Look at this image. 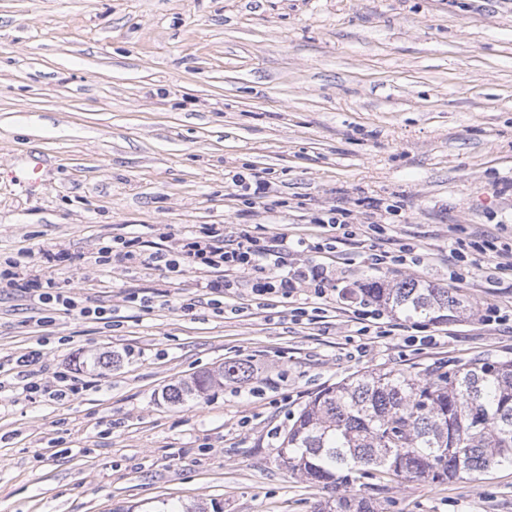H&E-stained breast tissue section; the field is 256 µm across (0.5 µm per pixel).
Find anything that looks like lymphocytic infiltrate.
I'll return each mask as SVG.
<instances>
[{"label": "lymphocytic infiltrate", "instance_id": "f902f5d3", "mask_svg": "<svg viewBox=\"0 0 512 512\" xmlns=\"http://www.w3.org/2000/svg\"><path fill=\"white\" fill-rule=\"evenodd\" d=\"M333 237L310 242L293 240L287 234L270 236L254 235L249 226H241L233 234H225L223 225L207 224L197 233L181 237L176 249L144 248L137 240H122L120 250L104 246L98 251L97 263H118L124 271L139 268L158 269L180 274L186 271L198 273L197 285L201 288L207 305L221 307L224 294L239 289L240 274H249L251 296L274 297L287 303L302 294L325 299L336 291V271L314 262V255L332 251ZM302 254L298 264H290L291 254ZM55 259L53 253L35 254L33 250L20 252L7 260L0 269V288H11L28 294L37 304L53 310L69 313L79 311L85 318L108 320L110 308L104 306H79L67 291L58 288L53 278L45 274L46 264ZM37 349L19 357L16 365L23 381L22 390L29 398L58 399L80 394L84 385L79 368L69 367L54 371L52 382L37 378L30 367L46 355L47 338L37 340Z\"/></svg>", "mask_w": 512, "mask_h": 512}]
</instances>
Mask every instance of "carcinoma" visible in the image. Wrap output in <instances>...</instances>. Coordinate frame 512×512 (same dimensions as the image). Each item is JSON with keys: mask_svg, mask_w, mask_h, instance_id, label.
Instances as JSON below:
<instances>
[{"mask_svg": "<svg viewBox=\"0 0 512 512\" xmlns=\"http://www.w3.org/2000/svg\"><path fill=\"white\" fill-rule=\"evenodd\" d=\"M361 293L407 318L448 322L470 308L457 289L405 278L374 281ZM248 360L227 361L221 381H248ZM215 387L204 372L166 389L179 405ZM282 464L307 482L335 490L363 478L444 483L512 467V361H472L424 380L393 370L356 376L315 392L285 432ZM318 512H377L360 493L332 496Z\"/></svg>", "mask_w": 512, "mask_h": 512, "instance_id": "carcinoma-1", "label": "carcinoma"}]
</instances>
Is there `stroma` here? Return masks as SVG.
<instances>
[{
    "label": "stroma",
    "instance_id": "stroma-1",
    "mask_svg": "<svg viewBox=\"0 0 512 512\" xmlns=\"http://www.w3.org/2000/svg\"><path fill=\"white\" fill-rule=\"evenodd\" d=\"M39 182H31L34 162ZM278 199L249 203L233 176ZM398 203L376 225L377 205ZM350 212L354 236L325 256L324 321L226 294L223 313L180 304L194 274L96 263L102 243L206 224L309 241L321 212ZM512 247V0H0V265L63 252L51 275L108 325L0 292V366L50 339L43 380L74 364L88 386L61 401L0 389V512H318L330 490L291 474L280 432L317 390L377 369L426 377L512 360V268L448 278L474 240ZM421 261L373 269L369 246ZM414 278L459 288L469 317L445 324L385 312L365 354L351 309L361 283ZM147 293L150 309L126 306ZM434 335L421 350L412 336ZM236 359L257 372L173 405L166 388ZM278 436H271V429ZM378 512H512V468L470 482L367 488Z\"/></svg>",
    "mask_w": 512,
    "mask_h": 512
}]
</instances>
